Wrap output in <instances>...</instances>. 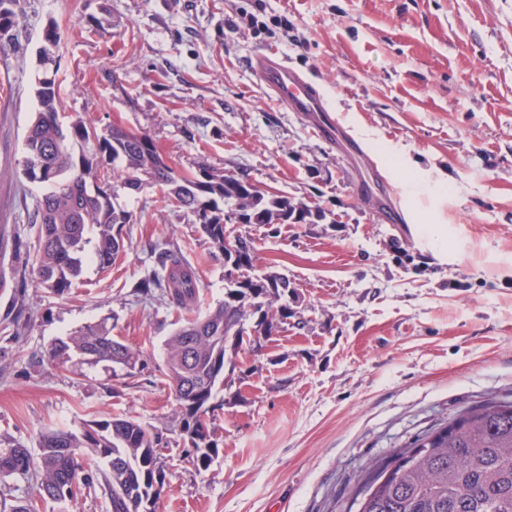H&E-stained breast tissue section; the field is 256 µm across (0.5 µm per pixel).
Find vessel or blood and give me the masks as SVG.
Here are the masks:
<instances>
[{"mask_svg":"<svg viewBox=\"0 0 512 512\" xmlns=\"http://www.w3.org/2000/svg\"><path fill=\"white\" fill-rule=\"evenodd\" d=\"M250 68L263 87L289 111L310 117L315 133L324 137L335 133L336 117L316 81L291 68L284 57L274 52L256 54Z\"/></svg>","mask_w":512,"mask_h":512,"instance_id":"b4317fda","label":"vessel or blood"}]
</instances>
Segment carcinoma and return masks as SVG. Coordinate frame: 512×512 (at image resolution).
<instances>
[{
  "instance_id": "1",
  "label": "carcinoma",
  "mask_w": 512,
  "mask_h": 512,
  "mask_svg": "<svg viewBox=\"0 0 512 512\" xmlns=\"http://www.w3.org/2000/svg\"><path fill=\"white\" fill-rule=\"evenodd\" d=\"M13 0H0V47L15 34ZM58 27L45 30L39 51L41 77L38 108L24 136L22 174L37 179L46 192L32 219L36 250L31 271L56 295L67 293L83 271L88 246L100 269L112 267L124 248L114 228L131 221L115 203L117 189L137 194L147 185L165 186L172 204L192 211L200 231L214 247L227 251L230 212L244 224H300L324 213L299 210L287 196L254 188L242 194L236 177L201 165L187 175L176 173L153 140L112 125L98 130L81 121L65 127L59 119L62 100L56 85ZM121 169L119 186L110 185ZM95 237H89L90 231ZM254 245L242 240L236 271L245 279L240 296L203 315L183 320L166 343L164 376L181 414L180 434L187 436V455L198 468L218 451L212 439V399L224 385L228 354L245 344V321L258 315V326L272 330L288 317L281 297L288 280L275 273H254ZM167 271L163 293L169 304L192 310L197 296L195 268L178 253L164 254ZM103 320L53 344L48 355L59 359L74 352L90 365H119L132 376L140 353L112 335ZM159 434L134 419L115 418L95 429L51 430L39 440L37 454L27 448L0 451V478L34 480L35 494L13 512H37V501L71 502L96 489L107 495L110 512H141L143 501L158 502L165 474L157 453ZM91 451L104 461L91 471L84 463ZM348 512H512V401H488L469 408L395 449L388 460L369 463L353 493Z\"/></svg>"
}]
</instances>
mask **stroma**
Masks as SVG:
<instances>
[{
    "instance_id": "1",
    "label": "stroma",
    "mask_w": 512,
    "mask_h": 512,
    "mask_svg": "<svg viewBox=\"0 0 512 512\" xmlns=\"http://www.w3.org/2000/svg\"><path fill=\"white\" fill-rule=\"evenodd\" d=\"M254 2L16 0L18 40L0 50V451L137 420L161 436L157 512H347L369 462L469 407L512 401V0H264L261 15ZM52 23L63 123L146 133L177 170L206 164L326 213L234 228L257 270L290 280L288 318L230 354L208 467L186 455L163 376L180 312L138 291L179 250L197 273L194 313L223 300L224 254L194 213L156 187L119 194L131 221L109 270L86 262L62 295L32 277L13 288L44 192L21 160ZM265 49L321 81L335 139L254 78L250 56ZM441 170V190L401 187ZM388 194L400 223L367 204ZM433 217L444 256L418 231ZM103 320L142 353L134 376L47 359Z\"/></svg>"
}]
</instances>
